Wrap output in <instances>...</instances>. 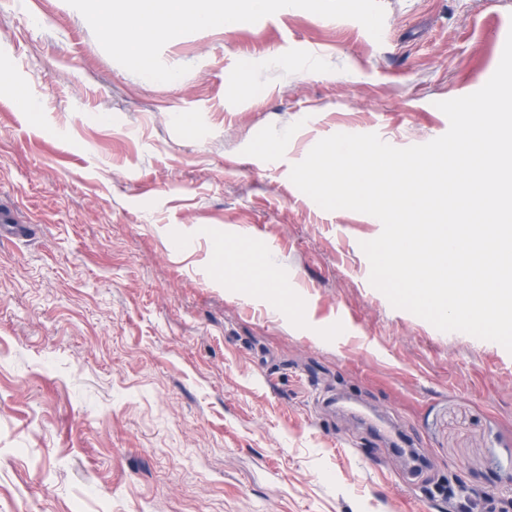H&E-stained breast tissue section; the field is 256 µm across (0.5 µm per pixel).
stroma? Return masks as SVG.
I'll list each match as a JSON object with an SVG mask.
<instances>
[{
	"instance_id": "1",
	"label": "stroma",
	"mask_w": 512,
	"mask_h": 512,
	"mask_svg": "<svg viewBox=\"0 0 512 512\" xmlns=\"http://www.w3.org/2000/svg\"><path fill=\"white\" fill-rule=\"evenodd\" d=\"M381 3L378 39L181 36L159 83L66 0H0V512H512V352L394 308L381 225L290 180L340 127L445 134L512 31V0Z\"/></svg>"
}]
</instances>
